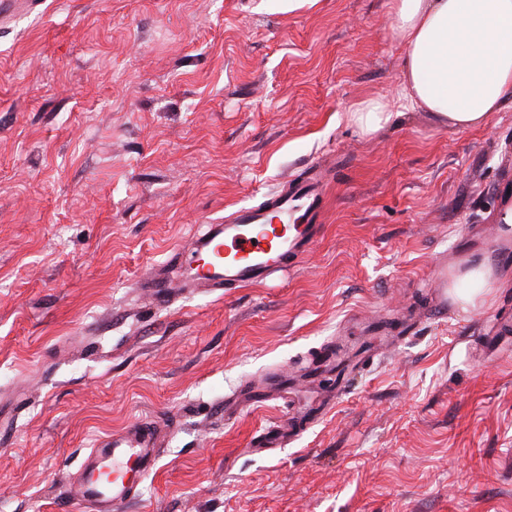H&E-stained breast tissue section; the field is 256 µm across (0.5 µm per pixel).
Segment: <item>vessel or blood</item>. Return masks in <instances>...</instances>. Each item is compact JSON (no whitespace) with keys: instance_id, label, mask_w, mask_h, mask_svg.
Masks as SVG:
<instances>
[{"instance_id":"b4317fda","label":"vessel or blood","mask_w":512,"mask_h":512,"mask_svg":"<svg viewBox=\"0 0 512 512\" xmlns=\"http://www.w3.org/2000/svg\"><path fill=\"white\" fill-rule=\"evenodd\" d=\"M321 180L309 177L290 190L273 193L263 203L246 205L211 225L195 238L191 252H205L209 262L182 276L184 288L219 290L245 287L265 281L284 261L306 255L316 244ZM168 423L158 417L136 421L106 434L71 477L70 499L91 506L93 512H117L140 490L154 470L157 448L163 443Z\"/></svg>"}]
</instances>
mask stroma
I'll return each instance as SVG.
<instances>
[{
	"mask_svg": "<svg viewBox=\"0 0 512 512\" xmlns=\"http://www.w3.org/2000/svg\"><path fill=\"white\" fill-rule=\"evenodd\" d=\"M36 2L0 27V512H88L83 457L159 416L119 512H512V357L484 341L512 329V102L466 131L403 109L389 0ZM371 98L394 118L366 134ZM317 168L325 232L268 283L140 288ZM443 265L489 293L441 300Z\"/></svg>",
	"mask_w": 512,
	"mask_h": 512,
	"instance_id": "35a3bbf8",
	"label": "stroma"
}]
</instances>
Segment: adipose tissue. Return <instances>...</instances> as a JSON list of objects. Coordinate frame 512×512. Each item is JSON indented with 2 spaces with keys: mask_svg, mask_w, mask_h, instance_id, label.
<instances>
[{
  "mask_svg": "<svg viewBox=\"0 0 512 512\" xmlns=\"http://www.w3.org/2000/svg\"><path fill=\"white\" fill-rule=\"evenodd\" d=\"M402 94L460 130L512 99V0H390Z\"/></svg>",
  "mask_w": 512,
  "mask_h": 512,
  "instance_id": "adipose-tissue-1",
  "label": "adipose tissue"
}]
</instances>
